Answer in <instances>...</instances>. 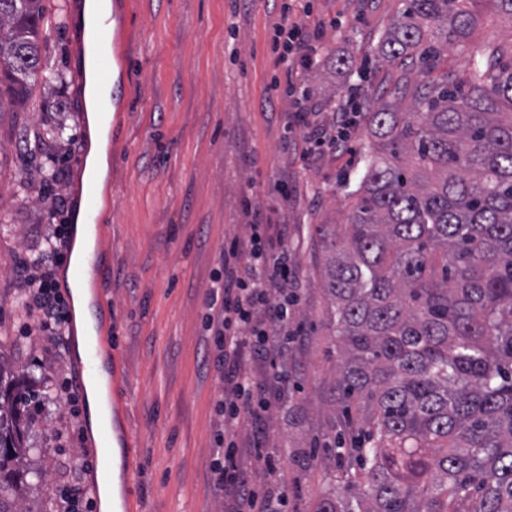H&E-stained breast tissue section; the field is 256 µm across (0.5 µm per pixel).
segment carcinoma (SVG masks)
<instances>
[{"label": "carcinoma", "mask_w": 512, "mask_h": 512, "mask_svg": "<svg viewBox=\"0 0 512 512\" xmlns=\"http://www.w3.org/2000/svg\"><path fill=\"white\" fill-rule=\"evenodd\" d=\"M403 0L378 62L401 65L343 229L323 235L333 401L357 404L345 472L317 512H512V41L469 51L486 6ZM43 0H0V94L20 104L42 63ZM0 351V512H30L26 434L44 396L5 384Z\"/></svg>", "instance_id": "carcinoma-1"}]
</instances>
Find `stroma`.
<instances>
[{"instance_id":"35a3bbf8","label":"stroma","mask_w":512,"mask_h":512,"mask_svg":"<svg viewBox=\"0 0 512 512\" xmlns=\"http://www.w3.org/2000/svg\"><path fill=\"white\" fill-rule=\"evenodd\" d=\"M285 0H112V116L107 175L95 226L97 281L105 334L117 337L112 357L117 395L112 412L126 442L123 473H137L129 512H226L211 483L220 451L218 402L224 381L204 329V300L221 267L225 242L247 241L243 202L265 211L272 254L287 250L300 284L288 322L300 329L279 360L288 392L274 401L264 431L251 421L237 434L246 465L263 488L288 490L287 512H316L332 462L322 448L335 425L331 387L338 355L327 329L322 291L320 225L344 223L352 210L348 187L359 172L363 130L333 147L312 128L330 124L354 85L364 104L379 107L399 64H377L376 48L403 0H300L294 18L317 31L320 63L300 73L310 99L286 95L275 83L274 28ZM49 26L35 92L24 106L0 110V338L15 379L43 393L63 377L51 367L55 350L28 335L33 322L17 307L20 257L39 249L51 218L28 184L34 163L65 169L66 212L76 223L77 162L87 158V98L77 89L76 0H43ZM307 113V128L294 114ZM62 126L49 154L32 159L29 146ZM287 184L280 192L279 184ZM65 406L52 408L49 427L28 436V503L49 512L45 491L70 478L82 445L61 442ZM281 455L276 472L254 445Z\"/></svg>"}]
</instances>
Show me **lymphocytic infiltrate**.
Instances as JSON below:
<instances>
[{
  "label": "lymphocytic infiltrate",
  "mask_w": 512,
  "mask_h": 512,
  "mask_svg": "<svg viewBox=\"0 0 512 512\" xmlns=\"http://www.w3.org/2000/svg\"><path fill=\"white\" fill-rule=\"evenodd\" d=\"M277 30L287 40L277 63L283 69L300 64L316 65L318 33L307 31L285 10ZM250 235L246 244L231 241L224 249V279L205 298V326L217 350L216 362L224 373V432L228 442L221 460L212 469L214 491L231 502L229 512H281L286 494L261 495L250 490L251 472L244 466L234 437L242 420L261 419L270 409L266 400H256L263 388L256 377L242 371L239 359L251 352L278 358L288 343L279 326L288 321L287 295L273 296L271 285L288 286L293 278L287 256L266 252L264 215L247 211ZM70 250V227L48 224L42 231L37 252L22 258L18 268V290L23 304L37 318L38 331L52 345L66 339L70 306L56 278V269Z\"/></svg>",
  "instance_id": "1"
}]
</instances>
